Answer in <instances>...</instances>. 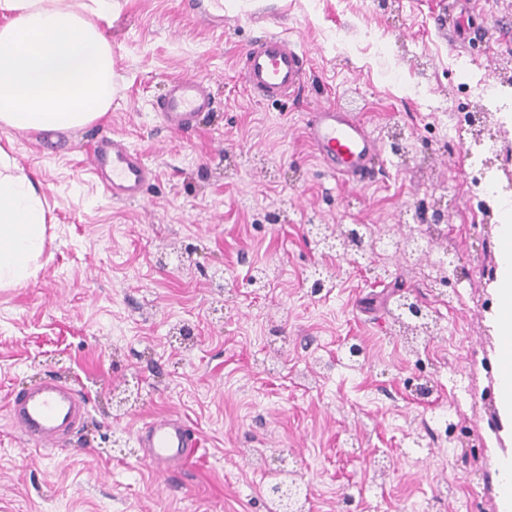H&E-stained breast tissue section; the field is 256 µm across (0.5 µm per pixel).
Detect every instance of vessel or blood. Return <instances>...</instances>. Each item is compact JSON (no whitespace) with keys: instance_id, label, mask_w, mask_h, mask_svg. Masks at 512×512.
<instances>
[{"instance_id":"1","label":"vessel or blood","mask_w":512,"mask_h":512,"mask_svg":"<svg viewBox=\"0 0 512 512\" xmlns=\"http://www.w3.org/2000/svg\"><path fill=\"white\" fill-rule=\"evenodd\" d=\"M304 58L302 50L280 35L264 36L244 57L242 74L249 92L259 99L298 92L305 75ZM212 105L203 80L189 75L171 81L157 110L168 127L180 129ZM304 134L330 174L359 182L373 175V159L381 146L359 114L333 105L320 107L308 114ZM88 159L90 168L102 178L105 190L117 201L141 197L156 179V171L145 155L117 135L100 137ZM8 413L25 441L45 450L55 446L60 432L80 426L87 405L71 387L49 380L12 396ZM138 439L145 449L144 461L163 471L181 465L194 443L190 429L172 418L147 423Z\"/></svg>"}]
</instances>
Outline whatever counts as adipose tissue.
Wrapping results in <instances>:
<instances>
[{
  "mask_svg": "<svg viewBox=\"0 0 512 512\" xmlns=\"http://www.w3.org/2000/svg\"><path fill=\"white\" fill-rule=\"evenodd\" d=\"M112 0H0V129L86 126L112 104ZM47 222L40 184L0 147V288L35 277ZM500 335L512 341V209L499 237Z\"/></svg>",
  "mask_w": 512,
  "mask_h": 512,
  "instance_id": "1",
  "label": "adipose tissue"
}]
</instances>
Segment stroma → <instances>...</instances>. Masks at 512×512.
I'll return each instance as SVG.
<instances>
[{
  "label": "stroma",
  "mask_w": 512,
  "mask_h": 512,
  "mask_svg": "<svg viewBox=\"0 0 512 512\" xmlns=\"http://www.w3.org/2000/svg\"><path fill=\"white\" fill-rule=\"evenodd\" d=\"M448 2L203 0L206 23L187 0H114L107 115L0 129L49 208L37 278L0 289V512H271L268 489L289 472L304 512H504L512 416L493 366L512 88L507 114L481 126L498 154L489 171L464 118L483 107L471 84L512 76V0H471L464 47L448 41ZM270 33L307 54L302 88L275 102L241 74ZM186 75L214 104L176 131L156 103ZM327 104L379 139L373 180L333 177L310 147L306 114ZM444 123L463 141L442 139ZM104 134L155 168L140 199L113 200L90 170L87 145ZM436 209L442 223L424 222ZM336 224L408 248L317 247ZM317 272L330 286L314 295ZM406 301L431 335H403ZM50 378L88 413L36 451L7 403ZM163 416L197 437L166 473L136 440Z\"/></svg>",
  "instance_id": "obj_1"
}]
</instances>
